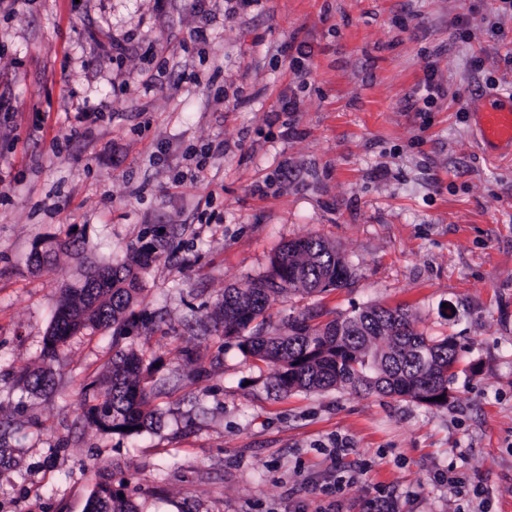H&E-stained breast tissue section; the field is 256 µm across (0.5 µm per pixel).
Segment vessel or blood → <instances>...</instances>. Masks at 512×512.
<instances>
[{"instance_id": "b4317fda", "label": "vessel or blood", "mask_w": 512, "mask_h": 512, "mask_svg": "<svg viewBox=\"0 0 512 512\" xmlns=\"http://www.w3.org/2000/svg\"><path fill=\"white\" fill-rule=\"evenodd\" d=\"M469 115L481 144L489 148H512V94H484L470 105Z\"/></svg>"}]
</instances>
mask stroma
<instances>
[{
  "label": "stroma",
  "instance_id": "obj_1",
  "mask_svg": "<svg viewBox=\"0 0 512 512\" xmlns=\"http://www.w3.org/2000/svg\"><path fill=\"white\" fill-rule=\"evenodd\" d=\"M193 5L0 0V512H86L112 463L138 512H364L382 495L396 512H512V154L482 149L467 113L486 78L512 90L506 48L484 31L493 0H206L204 40ZM458 14L471 43L449 42ZM430 65L448 96L417 113ZM282 94L297 111H275ZM70 229L99 262L158 239L176 249L127 313L162 413L136 436L82 419L111 332L43 356L81 262L38 270L29 256ZM309 234L342 248L352 283L278 298L272 324L409 307L418 331L458 344L446 405L284 396L275 364L201 334L225 288ZM41 367L55 386L30 393L24 374Z\"/></svg>",
  "mask_w": 512,
  "mask_h": 512
}]
</instances>
